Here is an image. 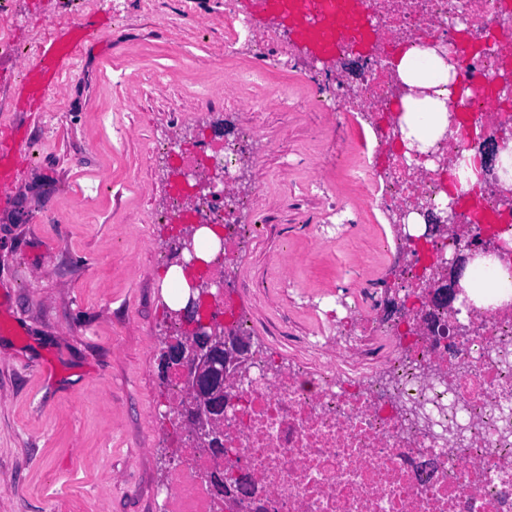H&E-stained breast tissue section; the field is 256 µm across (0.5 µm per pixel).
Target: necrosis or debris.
<instances>
[{"mask_svg": "<svg viewBox=\"0 0 512 512\" xmlns=\"http://www.w3.org/2000/svg\"><path fill=\"white\" fill-rule=\"evenodd\" d=\"M338 7L368 29L376 45L354 96L336 95L325 109L341 116L357 108L370 126L375 113L390 111L394 102L388 65L395 49L412 52L425 66L432 56L453 55L461 32L484 36L505 17L501 0H421L413 10L390 9L386 0H338ZM502 64V56L487 49L443 87H430V97L447 104L457 86L466 87L468 126L454 139L442 135L391 156L396 175L380 184L372 169L386 141L372 142L348 171L370 207L409 208L444 225L464 203L475 223L495 224L501 244H512V203L492 192L495 174L476 195L443 178L449 155L469 150L472 129L492 135ZM245 157L259 162L248 134L181 152L189 173L219 166L228 181ZM250 203L238 196L213 215L224 227V242L213 253L223 271L234 268L250 237L236 219ZM409 248L398 237L385 252L406 258L398 286L406 295L414 294L424 270L442 283L456 262L471 258L467 240L446 233L430 237L426 254L410 255ZM377 305L367 284L348 309L359 362L383 361L368 382H341L349 357L340 347L335 362L316 375L255 357L248 377L228 388L224 445L234 451L235 472L251 482L247 512L265 503L270 512H512V285L502 284L491 298L462 292L449 311L421 303L407 340L398 320L372 319ZM176 435L166 512H213L212 492L197 479L210 454L192 447L184 428Z\"/></svg>", "mask_w": 512, "mask_h": 512, "instance_id": "4bbe7bcc", "label": "necrosis or debris"}]
</instances>
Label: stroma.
<instances>
[{"label": "stroma", "mask_w": 512, "mask_h": 512, "mask_svg": "<svg viewBox=\"0 0 512 512\" xmlns=\"http://www.w3.org/2000/svg\"><path fill=\"white\" fill-rule=\"evenodd\" d=\"M228 9L252 36L236 38ZM74 23L93 38L61 71L53 105L26 107L30 45ZM278 27L267 0H0V39L24 50L0 57V125L18 140L0 176V512H164L172 191L147 144L253 128L260 163L241 191L265 187L240 216L256 232L233 302L254 349L285 364L319 367L291 342L313 331L318 307L348 345L342 304L357 284L343 271L390 237V214L369 215L352 240L318 244L308 228L332 223L328 197L364 206L346 173L365 123L352 111L341 127L322 105L337 73L353 83L366 66L355 55L333 71L311 64L297 35L267 40ZM278 89L287 104L271 101Z\"/></svg>", "instance_id": "stroma-1"}]
</instances>
